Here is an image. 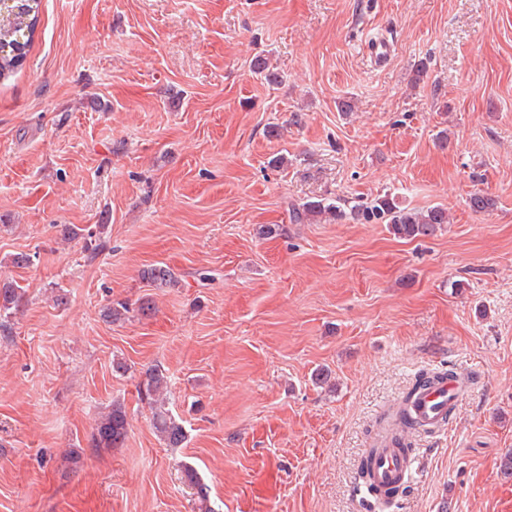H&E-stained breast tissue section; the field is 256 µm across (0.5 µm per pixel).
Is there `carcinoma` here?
Listing matches in <instances>:
<instances>
[{
  "instance_id": "cac0c4a2",
  "label": "carcinoma",
  "mask_w": 512,
  "mask_h": 512,
  "mask_svg": "<svg viewBox=\"0 0 512 512\" xmlns=\"http://www.w3.org/2000/svg\"><path fill=\"white\" fill-rule=\"evenodd\" d=\"M41 0H15L11 11L0 15V78H7L22 66L30 48L32 38L39 23ZM343 219L347 216L365 220L379 221L388 225L394 237L405 240H423L436 236L442 227L449 223L446 209L435 206L425 211L404 207L389 194L379 195L371 202L346 212L337 199L322 198L307 201L289 208V219L293 224H307L321 217ZM141 277L154 288H177L180 279L168 265L157 263L141 271ZM26 289L16 280H0V336L12 335L10 319L14 311L24 303ZM127 303H116L105 308L104 317L113 323L129 318ZM456 378L454 370L446 372H423L415 379L405 394L410 400L414 394L438 378ZM169 377L158 365L148 367L142 372L139 383L141 398L146 400L152 410L153 427L160 440L169 448H178L186 440L183 425L172 416L167 408ZM128 421L123 404L112 402L109 410L100 417L91 435L89 447L115 448L127 437ZM182 479L197 490L199 512H212L208 505L207 488L200 483L195 469L181 464Z\"/></svg>"
}]
</instances>
